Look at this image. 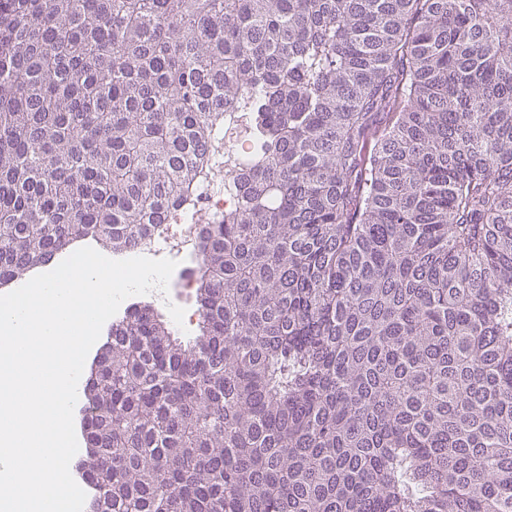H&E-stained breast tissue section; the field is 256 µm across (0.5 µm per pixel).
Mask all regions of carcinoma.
<instances>
[{"label": "carcinoma", "instance_id": "cac0c4a2", "mask_svg": "<svg viewBox=\"0 0 512 512\" xmlns=\"http://www.w3.org/2000/svg\"><path fill=\"white\" fill-rule=\"evenodd\" d=\"M252 157L198 336L112 324V512H512V0H0V288ZM250 143L245 141L238 130L224 118V152L235 158L249 153Z\"/></svg>", "mask_w": 512, "mask_h": 512}]
</instances>
